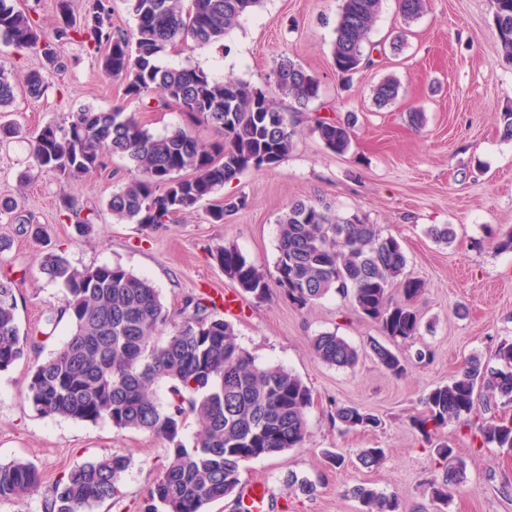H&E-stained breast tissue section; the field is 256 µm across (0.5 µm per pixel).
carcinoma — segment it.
Segmentation results:
<instances>
[{"label": "carcinoma", "instance_id": "cac0c4a2", "mask_svg": "<svg viewBox=\"0 0 512 512\" xmlns=\"http://www.w3.org/2000/svg\"><path fill=\"white\" fill-rule=\"evenodd\" d=\"M261 0H129L135 21L131 33L112 31L111 0H87L81 18L71 12V0H56L53 37L43 36L38 20L19 10L14 0H0V42L16 51L34 49L43 69L27 74L28 93L36 98L49 88L43 70L64 67L61 48L70 41L101 54L107 74L125 82V94L150 99L144 108L176 103L188 123L155 136L134 113L119 109L82 108L67 125L46 124L30 136L32 164L21 180L30 182L51 173L67 186L104 167L106 156L132 164L131 174L106 201L120 221L152 231L170 223L224 189V184L250 169L278 165L293 148L298 113L320 97L317 79L290 59L277 63L274 87L262 91L232 76L216 81L196 67H163L159 57L178 43L219 42L252 12ZM380 0H342L332 48L336 71L350 77L371 62L366 51ZM494 21L502 55L512 60V0H493ZM428 0H399L404 23L420 18ZM400 83L392 76L374 89L378 106L393 103ZM14 99V86L0 68V109ZM297 105L286 112L283 101ZM355 117L314 118L313 131L324 146L349 151ZM205 124L220 139L201 143L192 127ZM63 206L75 218L78 235L92 231L95 212L81 215L73 200ZM240 207L224 200L206 210L212 224H222ZM276 284L288 300L303 309L333 291L348 299L355 311L376 323L393 342L420 334L414 301L424 283L406 272L407 257L392 235H383L366 217L332 215L312 203L297 201L280 217ZM212 259L239 290L261 303L270 295L266 270L237 249L216 245ZM41 271L61 281L66 295L48 317L56 325L66 318L71 333L43 361L32 364L26 399L43 416L81 421H108L121 430L151 433L170 445L138 512H206L224 498L239 500L241 466L303 447L308 436L311 389L290 370L259 365L238 342L232 322L212 314L215 301L205 294L183 299L171 310L145 277L124 267L78 268L60 253L45 255ZM400 286L403 301L392 303L389 292ZM29 338L17 323L15 280L0 277V371L23 359ZM322 362L354 369L360 351L334 332L310 340ZM374 360L385 371L401 376L410 357L374 340ZM497 366L473 357L466 368L432 389L425 411L411 417L426 439L452 422L472 424L476 405L492 411L500 399L512 403V342L498 344ZM172 398L163 403L160 384ZM331 419L339 427L376 430L382 420L356 405L332 402ZM196 426L193 445L181 440L188 421ZM481 446L492 445L512 454V415H491L477 425ZM433 453L443 465L441 480L429 483L432 501L447 504L450 489L460 482L455 448L438 442ZM381 448H363L357 460L364 468L378 467ZM128 456L114 453L78 464L56 480L44 495L43 512H96L119 491ZM38 468L23 458L0 463V501L39 489ZM352 495L361 512H400L395 495L358 485Z\"/></svg>", "mask_w": 512, "mask_h": 512}]
</instances>
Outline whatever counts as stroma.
<instances>
[{"mask_svg":"<svg viewBox=\"0 0 512 512\" xmlns=\"http://www.w3.org/2000/svg\"><path fill=\"white\" fill-rule=\"evenodd\" d=\"M339 7L340 0H263L223 41L183 44L162 56V64L197 66L217 80L231 74L264 90L274 81L277 62L288 57L318 80L320 97L303 113L288 157L225 184L224 197L242 205L224 223H209L201 204L148 233L106 210L112 191L129 175L130 163L123 158H107L100 174L66 188L53 175L41 174L18 195L19 176L31 164L27 136L48 123L64 124L84 107L138 113L157 135L186 125L184 113L174 105L144 111L141 101L126 96L122 80L105 74L99 55L77 42L64 45L65 68L51 76L47 94L31 98L25 80L28 72L41 69V56L0 45V65L15 85L7 111L23 131L0 143V200L17 198L27 222L41 229L35 238L10 217L0 218V237L12 241L11 250L0 255V276L15 279L21 332L36 340L28 356L0 371V462L27 459L48 486L76 464L128 455L120 492L100 512H137L166 455V442L151 434L44 417L26 401L33 361L48 358L70 330L65 320L56 329L47 326L66 290L41 274L46 253H60L78 268L122 265L148 278L163 301L176 306L188 294L235 292L210 256L216 244L236 247L274 272L278 220L302 200L338 216L363 215L400 241L408 272L425 283L416 301L423 321L415 345L430 347L434 357L409 363L404 376L386 373L368 349L371 340L382 337L378 325L334 293L304 309L277 289L261 303L242 297L235 312L216 307V314L234 322L240 343L257 363L286 367L314 397L304 447L246 462L242 484L260 479L271 486L269 512H360L350 495L358 484L397 495L402 512H512V455L481 446L474 431L458 423L438 437L453 444L464 478L447 506L436 509L426 488L442 468L411 426L433 387L447 383L470 357L493 363L497 345L512 342V252L496 247L498 237L512 232V139L502 137L498 123L499 113L512 108V61L499 50L491 0H431L429 10L409 24L397 0H382L370 33L380 50L373 64L346 80L332 58ZM399 34L405 46L396 54L388 46ZM390 75L400 83L399 97L377 107L373 90ZM415 110L425 115L419 128L409 118ZM349 112L358 117L355 137L350 150L339 155L313 133L312 117ZM66 194L78 207L97 211L89 237L77 236L65 217ZM434 224L453 225L450 243L428 236ZM329 331L360 350L355 369L312 355L310 337ZM334 401L370 410L382 419V428L340 431L330 418ZM375 447L384 449V462L363 468L359 450ZM325 448L339 449L344 465L329 466L321 455ZM292 475L314 483L315 493L308 496L289 485Z\"/></svg>","mask_w":512,"mask_h":512,"instance_id":"obj_1","label":"stroma"}]
</instances>
